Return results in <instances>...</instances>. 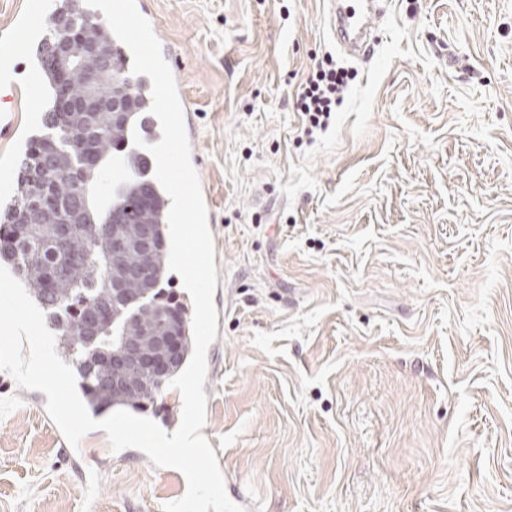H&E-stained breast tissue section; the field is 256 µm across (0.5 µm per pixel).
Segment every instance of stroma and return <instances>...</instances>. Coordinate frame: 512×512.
<instances>
[{"instance_id":"obj_1","label":"stroma","mask_w":512,"mask_h":512,"mask_svg":"<svg viewBox=\"0 0 512 512\" xmlns=\"http://www.w3.org/2000/svg\"><path fill=\"white\" fill-rule=\"evenodd\" d=\"M371 61L323 0H155L216 213L224 334L207 401L259 512H512V0H388ZM355 75L326 132L296 95ZM0 80V161L41 110ZM0 372V512H162L187 480L71 452Z\"/></svg>"}]
</instances>
